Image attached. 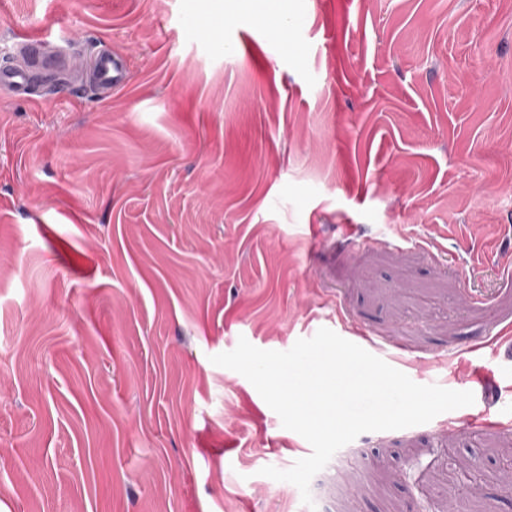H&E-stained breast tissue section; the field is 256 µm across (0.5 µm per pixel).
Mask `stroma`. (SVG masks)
I'll list each match as a JSON object with an SVG mask.
<instances>
[{
    "mask_svg": "<svg viewBox=\"0 0 512 512\" xmlns=\"http://www.w3.org/2000/svg\"><path fill=\"white\" fill-rule=\"evenodd\" d=\"M37 36L0 92V512H512V0H0V60ZM323 327L475 402L359 435L308 506L260 470L309 443L210 358ZM128 71L122 57L115 53L103 52L96 57L94 83L116 89L128 81ZM34 77L33 69L2 67L0 68V88H7L15 95L23 96L34 81Z\"/></svg>",
    "mask_w": 512,
    "mask_h": 512,
    "instance_id": "obj_1",
    "label": "stroma"
}]
</instances>
